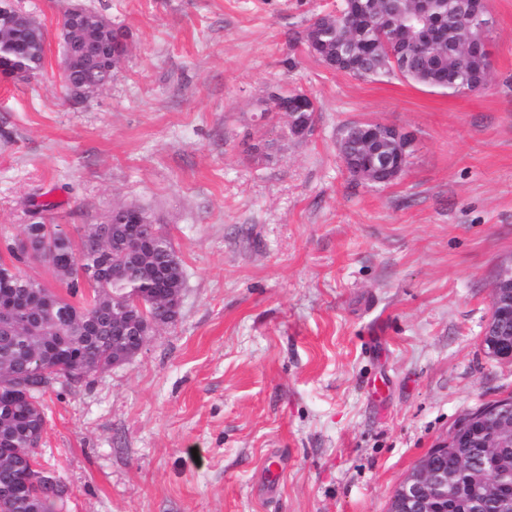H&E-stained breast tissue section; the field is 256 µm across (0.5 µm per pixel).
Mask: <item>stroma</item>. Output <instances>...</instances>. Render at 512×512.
Returning a JSON list of instances; mask_svg holds the SVG:
<instances>
[{
  "label": "stroma",
  "mask_w": 512,
  "mask_h": 512,
  "mask_svg": "<svg viewBox=\"0 0 512 512\" xmlns=\"http://www.w3.org/2000/svg\"><path fill=\"white\" fill-rule=\"evenodd\" d=\"M77 4L129 35L79 103L57 75ZM341 6L24 0L46 62L0 79V243L35 200L76 238L135 206L185 271L176 322L45 394L62 512H387L456 419L512 394V362L483 344L512 256V0H489L490 78L460 94L309 55L310 19ZM276 84L314 100L307 136L262 118ZM362 120L416 139L390 184L342 164L338 132Z\"/></svg>",
  "instance_id": "1"
}]
</instances>
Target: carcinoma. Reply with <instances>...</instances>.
<instances>
[{
	"mask_svg": "<svg viewBox=\"0 0 512 512\" xmlns=\"http://www.w3.org/2000/svg\"><path fill=\"white\" fill-rule=\"evenodd\" d=\"M378 20L369 28L361 20L336 25L331 21L321 30L324 48L333 50L336 42L350 38L359 43L379 38L383 30L379 20L399 25L408 15V0H373ZM128 35L120 28L106 30L101 40L111 54L127 49ZM45 45L29 49L25 64L29 76L44 67ZM412 74L410 81L431 89L456 94L468 82L472 90L485 84L488 67L459 61L447 55L446 48L425 46L409 38L405 53L396 56ZM344 72L358 79L378 78L394 73L391 57L380 48H367L360 58L342 66ZM134 207H120L112 212L111 224H97L75 241L58 224L36 222L25 227V237L42 246L45 264L65 286V293L47 288L22 272L20 265L31 260L17 242L8 243L0 252V297L9 293L16 300L33 305L32 320L0 334V486L22 479L29 465L18 464L19 455L36 458V443L46 430L43 396L58 377L86 382L98 368L112 365V357L122 344L113 337L112 313L119 301L134 290L154 303L155 316L164 314L162 300L174 287L169 274L175 252L167 236L153 221L141 225L146 264L127 260L122 276L113 277V233L125 231L122 224ZM82 264L93 268L91 278L71 277L68 268ZM22 381L31 387L29 398L15 395L10 385ZM22 498V512H59L63 498H56L32 481Z\"/></svg>",
	"mask_w": 512,
	"mask_h": 512,
	"instance_id": "carcinoma-1",
	"label": "carcinoma"
}]
</instances>
